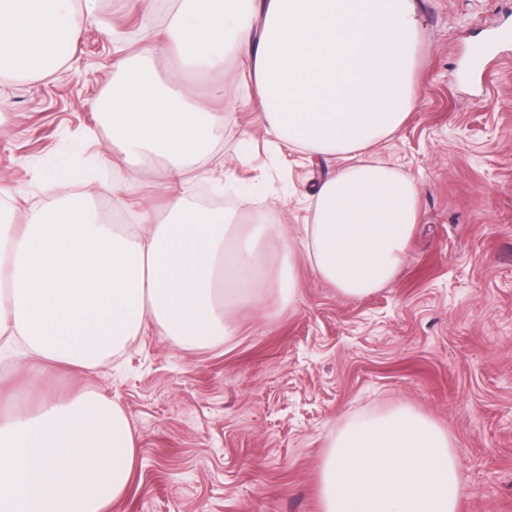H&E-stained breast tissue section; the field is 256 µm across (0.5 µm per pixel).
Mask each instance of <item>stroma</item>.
<instances>
[{
  "label": "stroma",
  "instance_id": "1",
  "mask_svg": "<svg viewBox=\"0 0 512 512\" xmlns=\"http://www.w3.org/2000/svg\"><path fill=\"white\" fill-rule=\"evenodd\" d=\"M420 23L414 110L373 153L419 186V224L394 277L351 299L298 259V302H281L268 265L262 307L237 315V333L179 348L147 331L92 372L50 381L0 359L19 380L0 418L45 394L92 389L116 400L136 436L135 468L108 512H321V464L349 421L407 406L448 431L465 494L458 512H512V40L470 78L477 46L512 29V0H416ZM145 0H102L71 58L30 77L0 78V184L15 212L45 200L48 176L91 171L95 197L122 168L97 108L119 64L151 53L160 77L175 58L151 27ZM223 98H215L216 88ZM199 101L250 97L227 110L211 156L181 190L223 198L241 216L261 211L285 227L312 220L309 198L337 159L266 134L239 58L197 85ZM253 186L218 189L224 173ZM162 165L132 184L133 210L161 206Z\"/></svg>",
  "mask_w": 512,
  "mask_h": 512
}]
</instances>
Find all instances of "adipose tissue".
<instances>
[{"label":"adipose tissue","instance_id":"ef3b65f1","mask_svg":"<svg viewBox=\"0 0 512 512\" xmlns=\"http://www.w3.org/2000/svg\"><path fill=\"white\" fill-rule=\"evenodd\" d=\"M95 2L0 0V75L64 64ZM157 36L180 70L160 79L137 55L101 108L129 181L143 159L164 163L165 207L106 224L50 179L51 201L0 224V340L47 379L57 365L94 370L150 328L182 348L233 336L235 312L263 301L270 244L283 301L298 299L301 254L343 296H368L393 278L418 222L416 182L364 157L415 103V0H179ZM231 52L248 60L267 133L342 160L311 223L244 224L179 190L224 121L195 105L194 82ZM135 448L122 406L97 393L17 410L0 419V512H105L127 490ZM459 466L447 432L409 408L350 421L321 466L322 512H457Z\"/></svg>","mask_w":512,"mask_h":512}]
</instances>
